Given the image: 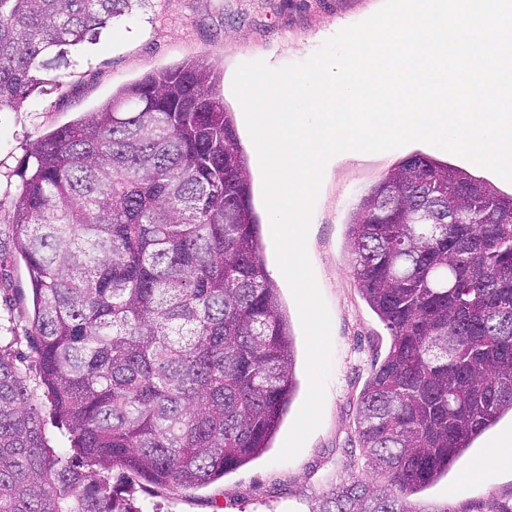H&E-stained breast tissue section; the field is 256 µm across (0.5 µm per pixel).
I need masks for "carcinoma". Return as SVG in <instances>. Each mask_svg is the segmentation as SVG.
<instances>
[{
  "label": "carcinoma",
  "instance_id": "1",
  "mask_svg": "<svg viewBox=\"0 0 512 512\" xmlns=\"http://www.w3.org/2000/svg\"><path fill=\"white\" fill-rule=\"evenodd\" d=\"M133 2L0 0V111ZM220 85L197 61L147 73L21 159L13 249L76 458L49 447L0 354V512H142L83 463L189 489L270 447L296 388L293 342ZM346 240L391 335L359 396L358 447L398 494L352 477L324 512H418L408 496L512 415V195L412 154L361 198Z\"/></svg>",
  "mask_w": 512,
  "mask_h": 512
}]
</instances>
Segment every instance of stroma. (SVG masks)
Instances as JSON below:
<instances>
[{
	"label": "stroma",
	"instance_id": "1",
	"mask_svg": "<svg viewBox=\"0 0 512 512\" xmlns=\"http://www.w3.org/2000/svg\"><path fill=\"white\" fill-rule=\"evenodd\" d=\"M383 0H148L104 29L100 38L71 50L64 67L66 86L56 89L48 71L44 92L19 110L0 111V352L16 356L35 403L45 404L32 338L19 320L31 307V290L21 259L12 257L11 201L18 194L15 174L25 149L37 136L107 101L114 90L144 74L186 58L222 71L225 107L247 158L253 205L266 227L262 232L266 270L276 264L270 216L264 204L259 159L232 89L236 68L261 61L279 68L308 59L333 37L336 25L350 26L374 14ZM483 176L482 167L429 144L345 159L323 177L313 206L306 249L317 289L331 321V372L325 385L323 418L293 459L280 452L306 398V344L290 286L278 280L280 299L294 338L297 389L270 448L224 478L196 489H168L139 479L124 482L142 512H321L341 480L362 478L377 486L383 476L367 465L357 445L358 397L391 336L362 299L346 249V225L366 190L391 167L414 153ZM504 417L479 439L445 475L410 496L418 512H486L493 500L512 499V470L481 468L505 435Z\"/></svg>",
	"mask_w": 512,
	"mask_h": 512
}]
</instances>
